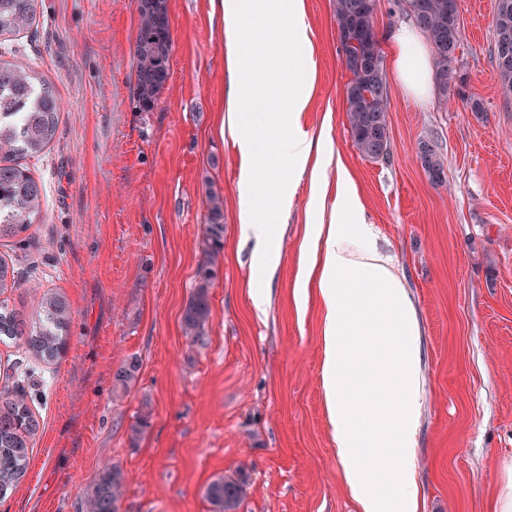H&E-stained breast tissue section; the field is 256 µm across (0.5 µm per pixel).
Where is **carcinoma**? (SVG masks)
Returning a JSON list of instances; mask_svg holds the SVG:
<instances>
[{"mask_svg": "<svg viewBox=\"0 0 512 512\" xmlns=\"http://www.w3.org/2000/svg\"><path fill=\"white\" fill-rule=\"evenodd\" d=\"M378 0H334L338 39L345 65L351 74L345 88L347 116L354 145L366 158L380 160L389 154L388 87L384 56L375 27ZM402 11L427 37L434 54L436 75L442 80V96L448 98V71L456 60L462 41L458 0H404ZM139 23L135 39L137 91L143 107L150 109L169 77L172 49L168 0H138ZM37 17V0H0V38L29 31ZM495 32L491 50L496 75L505 92L512 94V60L502 62L503 48L512 53V0H497L493 18ZM25 112L21 132L0 131V239H13L39 218L44 186L23 164L38 159L56 137L61 103L53 90L31 66L0 63V115ZM426 174L441 181L443 162L429 142H422ZM197 285L184 307L181 325L184 335H203L211 313L210 286L224 254L223 201L209 195ZM21 286L14 268L0 259V342H19L25 352L50 364L67 341L71 310L65 298L45 292L29 321L1 298ZM139 364L125 361L114 375L115 387L125 391L136 378ZM39 421L27 403L26 393L15 390L0 398V497L25 476L29 444ZM123 470L105 468L86 501L87 512H116L125 486ZM248 479L240 468L212 479L203 496L213 512H237L246 494Z\"/></svg>", "mask_w": 512, "mask_h": 512, "instance_id": "carcinoma-1", "label": "carcinoma"}]
</instances>
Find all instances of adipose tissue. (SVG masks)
I'll use <instances>...</instances> for the list:
<instances>
[{
	"mask_svg": "<svg viewBox=\"0 0 512 512\" xmlns=\"http://www.w3.org/2000/svg\"><path fill=\"white\" fill-rule=\"evenodd\" d=\"M210 7L223 23L227 45V117L221 131L237 152L240 219L256 271L268 282L279 263L272 242L289 208L282 173L310 172L314 194L327 190L320 168L308 162L331 156V140L310 137L300 126L314 69L307 53L311 30L303 0H210ZM392 47L403 87L427 96L430 63L416 29H397ZM335 205V223L313 227L323 250L310 273L327 312L321 383L336 456L362 512H384L367 471L377 449H396L390 464L400 471L398 512H411L416 489L403 450L412 443L419 399L411 356L419 329L403 282L390 258L371 245V227L341 172ZM389 377L400 389L391 406L368 396Z\"/></svg>",
	"mask_w": 512,
	"mask_h": 512,
	"instance_id": "obj_1",
	"label": "adipose tissue"
}]
</instances>
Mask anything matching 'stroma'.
I'll return each instance as SVG.
<instances>
[{
    "instance_id": "obj_1",
    "label": "stroma",
    "mask_w": 512,
    "mask_h": 512,
    "mask_svg": "<svg viewBox=\"0 0 512 512\" xmlns=\"http://www.w3.org/2000/svg\"><path fill=\"white\" fill-rule=\"evenodd\" d=\"M463 39L448 83L427 98L387 68L390 151L362 156L350 135L334 0H304L315 62L303 128L327 135L350 176L372 242L403 279L420 336V393L406 455L415 512H497L512 467V96L491 58L496 0H458ZM18 36L61 102L58 132L28 166L42 211L0 245L22 286L12 305L62 294L72 313L57 362L40 365L28 403L40 426L25 476L0 512H85L104 466L126 474L121 512H211L203 489L245 468L238 512H360L336 457L321 386L326 311L306 286L309 227L331 223L334 196L292 178L276 274L252 271L240 222L237 156L221 134L226 44L209 0H169V79L152 110L136 93L137 0H39ZM447 105H440V97ZM481 112H473L472 101ZM432 140L441 182L417 151ZM224 198V258L203 336H184L208 192ZM268 289L265 314L252 291ZM135 383L113 393L127 359ZM150 413L149 428L131 427Z\"/></svg>"
}]
</instances>
